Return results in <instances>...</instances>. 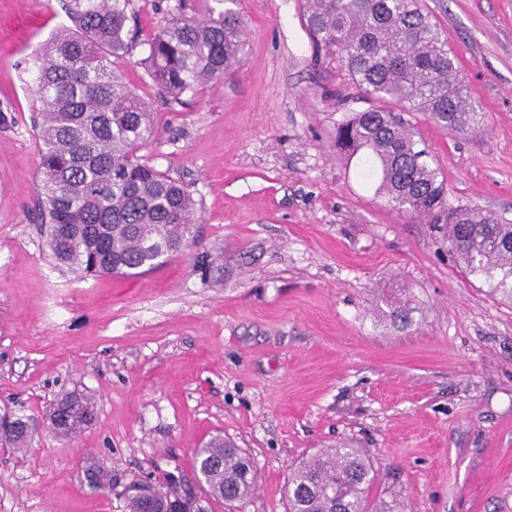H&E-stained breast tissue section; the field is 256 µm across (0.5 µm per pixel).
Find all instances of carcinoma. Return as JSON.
<instances>
[{
    "label": "carcinoma",
    "instance_id": "1",
    "mask_svg": "<svg viewBox=\"0 0 512 512\" xmlns=\"http://www.w3.org/2000/svg\"><path fill=\"white\" fill-rule=\"evenodd\" d=\"M131 0H73L72 27L54 34L38 51L36 94L42 106L40 137L41 223L55 261L82 274L139 275L158 259L197 246L198 209L190 186L142 161L137 152L156 134L150 105L129 91L115 73V59L134 41ZM304 19L317 66L338 61L379 105L336 125V149L362 155V174L378 180V193L400 212L420 218L448 216V251L494 295L512 301V219L479 208H454L406 127L402 111L426 112L442 128L464 132L478 121L464 93L456 57L420 0H304ZM163 25L145 42L150 75L172 102L233 70L246 46L245 25L226 5L203 16L187 13L186 0L165 9ZM393 326L413 325L415 307L386 302ZM51 405L47 419L55 437L69 439L94 418L80 396ZM29 420L14 416L0 440L31 441ZM194 467L209 496L226 506L245 499L256 473L248 454L222 437L195 452ZM376 471L359 448H324L299 463L288 477V512H407L401 495L370 496ZM128 512H193L175 489L129 487Z\"/></svg>",
    "mask_w": 512,
    "mask_h": 512
}]
</instances>
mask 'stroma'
Instances as JSON below:
<instances>
[{"label": "stroma", "mask_w": 512, "mask_h": 512, "mask_svg": "<svg viewBox=\"0 0 512 512\" xmlns=\"http://www.w3.org/2000/svg\"><path fill=\"white\" fill-rule=\"evenodd\" d=\"M156 2L132 0L141 43L116 72L157 116L140 158L190 184L216 262L92 277L56 263L37 220L35 57L72 0H0V414L41 425L30 447L0 444V512H126L129 483L173 481L224 512L192 472L219 434L257 468L236 512H287L294 465L344 441L370 453L373 495L403 492L410 512H512V302L337 152V123L372 99L340 63L312 65L302 0H237L236 69L167 101L144 63ZM422 3L484 118L400 119L452 206L512 218V0ZM402 287L419 306L405 330L384 316ZM72 391L95 418L64 442L44 423Z\"/></svg>", "instance_id": "1"}]
</instances>
